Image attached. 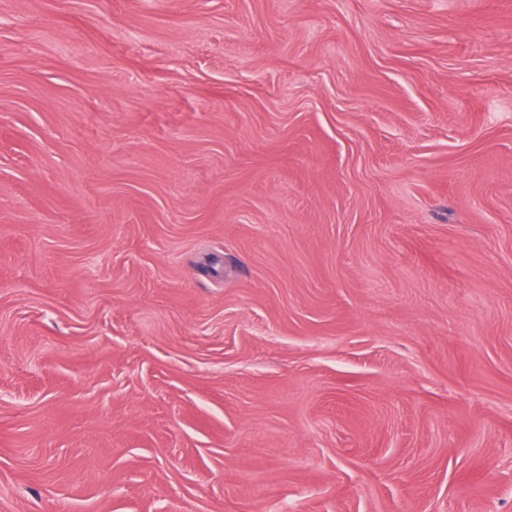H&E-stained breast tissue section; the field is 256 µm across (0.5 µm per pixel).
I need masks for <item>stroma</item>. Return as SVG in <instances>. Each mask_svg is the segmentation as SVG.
<instances>
[{"label":"stroma","instance_id":"obj_1","mask_svg":"<svg viewBox=\"0 0 512 512\" xmlns=\"http://www.w3.org/2000/svg\"><path fill=\"white\" fill-rule=\"evenodd\" d=\"M0 512H512V0H0Z\"/></svg>","mask_w":512,"mask_h":512}]
</instances>
